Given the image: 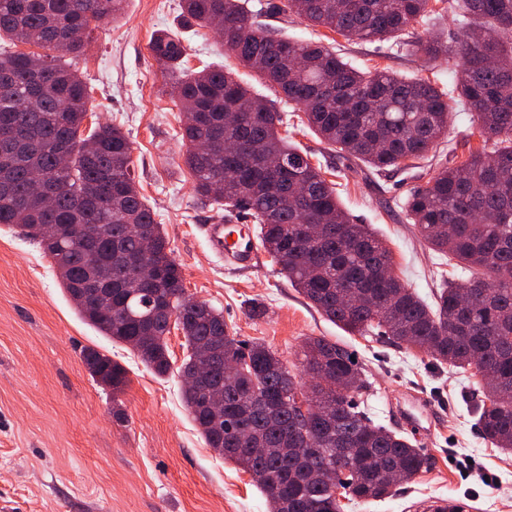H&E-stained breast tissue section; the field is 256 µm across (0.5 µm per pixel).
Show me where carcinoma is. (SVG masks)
<instances>
[{"mask_svg":"<svg viewBox=\"0 0 512 512\" xmlns=\"http://www.w3.org/2000/svg\"><path fill=\"white\" fill-rule=\"evenodd\" d=\"M123 0H0V226L27 228L56 267L80 317L122 343L162 377L172 370L168 335L181 331L178 366L183 401L208 447L250 474L269 512H341L346 499L392 495L391 475L411 481L428 460L399 432L373 426L354 397L364 381L352 353L324 337L307 338L299 382L276 352L230 335L223 311L187 294L182 266L163 225L131 174V146L121 128L88 122L89 90L68 56L83 52L77 29L115 17ZM277 12L351 40H390L424 67L457 60L448 87L387 69L362 71L313 40H290L266 28L242 0H183L186 20L221 31L224 46L261 81L295 103L303 123L336 152L378 171L423 160L448 135L451 113L472 114L494 142L442 166L410 194L408 218L442 258L468 277L429 306L393 273L392 253L366 224H355L321 168L281 137L283 118L231 73L205 67L174 85L186 120L184 164L201 199L228 215L244 214L297 291L350 335H377L418 349L440 364L480 372L478 423L495 447L512 450V0H451L460 34L450 41L414 23L443 13L431 0H280ZM17 44L47 48L13 51ZM171 72L184 71L187 49L162 33L150 42ZM285 168H272V158ZM39 173L52 200L30 187ZM58 225L59 236L39 225ZM146 256L153 280L140 283L128 261ZM109 274L112 305L78 301L82 282ZM233 360V379L205 360ZM90 375L116 399L127 371L108 356L82 353Z\"/></svg>","mask_w":512,"mask_h":512,"instance_id":"obj_1","label":"carcinoma"}]
</instances>
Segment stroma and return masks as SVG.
<instances>
[{
    "label": "stroma",
    "mask_w": 512,
    "mask_h": 512,
    "mask_svg": "<svg viewBox=\"0 0 512 512\" xmlns=\"http://www.w3.org/2000/svg\"><path fill=\"white\" fill-rule=\"evenodd\" d=\"M180 3L124 0L121 14L98 24L72 64L93 89L94 120L119 126L128 137L133 175L165 228L188 293L222 310L238 339L271 347L295 374L306 338L346 345L362 368L361 407L375 425L401 429L399 411L435 404L437 415L422 417L414 440L427 470L398 485L391 497L360 501L344 512H408L431 497L472 502L474 512H512V452H502L480 431L479 376L381 336L349 335L311 307L267 253L240 270L212 251L202 227L221 212L194 192L182 158L176 76L155 59L150 39L175 33L191 69L221 67L267 98L275 93L215 31L184 23ZM268 22L289 38L322 42L363 69L425 73L386 41H349L293 15L272 14ZM425 74L448 84L456 67L443 61ZM280 111L289 141L321 167L354 222L370 225L391 250L408 288L430 303L446 280L463 279L461 269L442 272L438 254L409 224L405 202L441 165L492 149L470 113L452 115L450 145L435 157L377 172L333 151L300 123L291 105ZM86 348L126 368L129 383L120 397L92 379L81 357ZM182 385L178 373L154 375L130 348L84 322L40 247L0 230V512H268L251 476L207 446L185 409Z\"/></svg>",
    "instance_id": "obj_1"
}]
</instances>
